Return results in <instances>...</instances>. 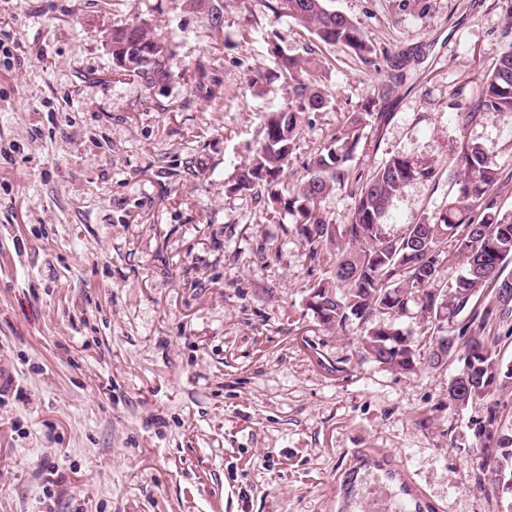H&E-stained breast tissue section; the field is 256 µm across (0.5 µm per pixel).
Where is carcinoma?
Segmentation results:
<instances>
[{
  "instance_id": "obj_1",
  "label": "carcinoma",
  "mask_w": 512,
  "mask_h": 512,
  "mask_svg": "<svg viewBox=\"0 0 512 512\" xmlns=\"http://www.w3.org/2000/svg\"><path fill=\"white\" fill-rule=\"evenodd\" d=\"M191 6L208 10L214 28L223 27L222 6L216 0H191ZM268 9L294 20L325 46L343 47L369 62L381 56L393 66V54L378 50L358 23L332 9L330 0H275ZM272 53L288 84L287 102L264 114L259 145L230 190L266 193L272 209L287 211L310 245L354 246L336 259L330 276L314 286L329 312L322 323L342 331L353 325L362 329L361 343L370 358L404 373L413 371L421 357L431 365L441 364L433 351L434 337L441 336L447 341L446 357L464 352L459 358L463 377L448 385L457 388L448 394V407L460 400L489 398L494 385L512 379V369L499 359V338L490 335L494 325L512 318V306L500 299V293L512 291V273H505L512 263V215L497 206L494 187L500 177L493 151L477 140L462 141L448 201L438 216H425L392 237L381 224L390 203L408 183L428 180L434 171L399 153L367 172L352 167L365 129L385 118L373 109L388 97L390 85L382 84L377 96L348 114L331 144L307 159L305 175L287 189L280 177L296 154L309 114L328 108L330 94L309 80L322 60L283 55L277 45ZM170 56L169 42L146 21L112 29L118 75L134 76L153 87L169 79ZM458 96L452 94L451 106L464 129L482 112H512V42L500 51L479 93L461 101ZM342 188L350 189L354 204L345 223L336 228L323 217L320 204ZM447 247L463 257L464 269L452 282L442 283L439 256ZM418 295L435 310L446 303L447 320L403 327L401 318L409 306H419ZM379 315L385 320L374 322Z\"/></svg>"
}]
</instances>
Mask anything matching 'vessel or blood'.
Wrapping results in <instances>:
<instances>
[{
    "instance_id": "vessel-or-blood-1",
    "label": "vessel or blood",
    "mask_w": 512,
    "mask_h": 512,
    "mask_svg": "<svg viewBox=\"0 0 512 512\" xmlns=\"http://www.w3.org/2000/svg\"><path fill=\"white\" fill-rule=\"evenodd\" d=\"M339 512H433V504L395 464L375 449L354 453L336 486Z\"/></svg>"
}]
</instances>
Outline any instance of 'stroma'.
I'll return each instance as SVG.
<instances>
[{
  "label": "stroma",
  "mask_w": 512,
  "mask_h": 512,
  "mask_svg": "<svg viewBox=\"0 0 512 512\" xmlns=\"http://www.w3.org/2000/svg\"><path fill=\"white\" fill-rule=\"evenodd\" d=\"M224 27L187 0H0V512H336L354 448L393 453L439 512H512L475 485L512 469L476 432L482 401L448 405L459 365L403 374L360 329L322 324L311 287L330 245L229 186L283 105L268 32L315 42L265 0H223ZM381 49L406 55L354 164L400 153L435 170L383 219L397 236L437 215L465 139L486 143L512 213V112L454 119L506 43L512 0H333ZM148 19L170 80L114 71L112 27ZM330 109L311 113L282 175L293 186L381 80L323 50Z\"/></svg>",
  "instance_id": "1"
}]
</instances>
